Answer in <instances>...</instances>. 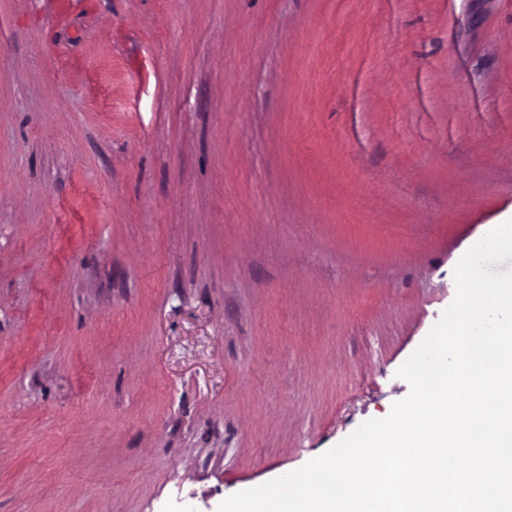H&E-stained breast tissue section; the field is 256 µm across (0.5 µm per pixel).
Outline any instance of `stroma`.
<instances>
[{
	"mask_svg": "<svg viewBox=\"0 0 512 512\" xmlns=\"http://www.w3.org/2000/svg\"><path fill=\"white\" fill-rule=\"evenodd\" d=\"M509 220L512 0H0V512L301 468Z\"/></svg>",
	"mask_w": 512,
	"mask_h": 512,
	"instance_id": "stroma-1",
	"label": "stroma"
}]
</instances>
